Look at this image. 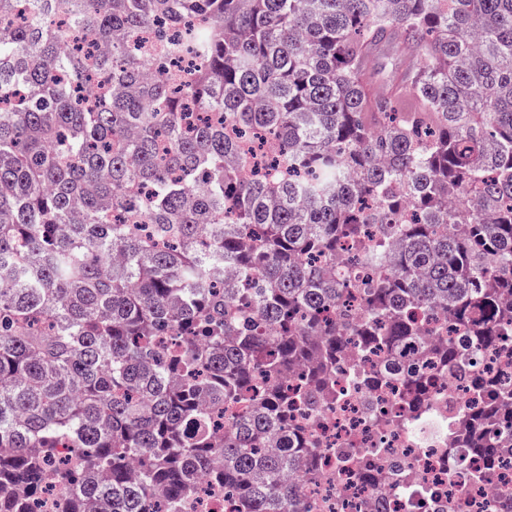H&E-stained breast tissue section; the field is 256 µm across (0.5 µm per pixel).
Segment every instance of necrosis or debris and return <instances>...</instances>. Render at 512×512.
Segmentation results:
<instances>
[{"label": "necrosis or debris", "mask_w": 512, "mask_h": 512, "mask_svg": "<svg viewBox=\"0 0 512 512\" xmlns=\"http://www.w3.org/2000/svg\"><path fill=\"white\" fill-rule=\"evenodd\" d=\"M417 323L424 336L460 342L470 370L437 376L417 354L399 357L388 351L366 352L350 344L336 365L335 393L318 411L297 405L295 423L315 432L320 441L318 479L303 484L310 512H512V448L500 449L495 462L461 449L447 454L449 436L470 425L481 402L470 371L504 373L497 354L474 351L448 316L422 313ZM433 380L428 408H412L400 372L407 362ZM347 449L344 464L339 449ZM58 471L50 491L33 499L30 512H67L71 480L80 467L76 451ZM401 469L402 478L372 491L363 469L371 464Z\"/></svg>", "instance_id": "4bbe7bcc"}]
</instances>
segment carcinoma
<instances>
[{
  "label": "carcinoma",
  "mask_w": 512,
  "mask_h": 512,
  "mask_svg": "<svg viewBox=\"0 0 512 512\" xmlns=\"http://www.w3.org/2000/svg\"><path fill=\"white\" fill-rule=\"evenodd\" d=\"M159 19L154 55L190 73H145L131 43ZM399 44L423 61L379 91ZM2 102L0 512H28L63 443L68 512L184 505L214 459L238 512H309L287 477H319L318 440L288 403L326 397L348 337L400 349L439 306L509 358L512 0H0ZM363 224L400 251L303 261ZM357 287L365 317H322ZM420 354L463 371L454 340ZM403 380L427 407L428 377ZM480 391L450 447L493 463L512 384ZM202 396L250 410L219 435Z\"/></svg>",
  "instance_id": "1"
}]
</instances>
